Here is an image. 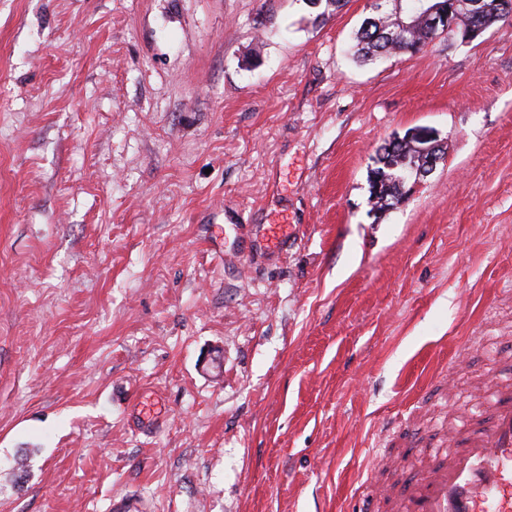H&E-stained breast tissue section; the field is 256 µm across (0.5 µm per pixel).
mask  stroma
I'll list each match as a JSON object with an SVG mask.
<instances>
[{"mask_svg": "<svg viewBox=\"0 0 512 512\" xmlns=\"http://www.w3.org/2000/svg\"><path fill=\"white\" fill-rule=\"evenodd\" d=\"M369 13L0 0V512H355L490 416L512 21L363 64ZM415 129L445 158L373 217Z\"/></svg>", "mask_w": 512, "mask_h": 512, "instance_id": "35a3bbf8", "label": "stroma"}]
</instances>
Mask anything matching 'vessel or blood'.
<instances>
[{"label": "vessel or blood", "mask_w": 512, "mask_h": 512, "mask_svg": "<svg viewBox=\"0 0 512 512\" xmlns=\"http://www.w3.org/2000/svg\"><path fill=\"white\" fill-rule=\"evenodd\" d=\"M448 445V456L432 455L403 491L373 482L367 498L393 512H512V387H498L491 418L449 436Z\"/></svg>", "instance_id": "vessel-or-blood-1"}]
</instances>
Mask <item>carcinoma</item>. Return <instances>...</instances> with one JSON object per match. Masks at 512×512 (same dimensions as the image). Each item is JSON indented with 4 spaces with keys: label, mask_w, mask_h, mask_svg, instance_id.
Masks as SVG:
<instances>
[{
    "label": "carcinoma",
    "mask_w": 512,
    "mask_h": 512,
    "mask_svg": "<svg viewBox=\"0 0 512 512\" xmlns=\"http://www.w3.org/2000/svg\"><path fill=\"white\" fill-rule=\"evenodd\" d=\"M389 2L391 0H383L381 9L364 18L354 33L353 54L364 63L391 55L420 53L440 36L439 32L421 21L405 38H398L395 28L397 13L417 10L421 0H399L391 11L386 9ZM483 7V13L477 18L458 11L456 29L448 31V35L459 36L474 26L487 30L500 21L512 19V14L500 9L498 0H484ZM376 164L370 176L369 203L371 210L385 212L404 202L411 191L408 184L413 181L414 170L424 167V164L413 160L411 153L398 142L390 150H380Z\"/></svg>",
    "instance_id": "carcinoma-1"
}]
</instances>
